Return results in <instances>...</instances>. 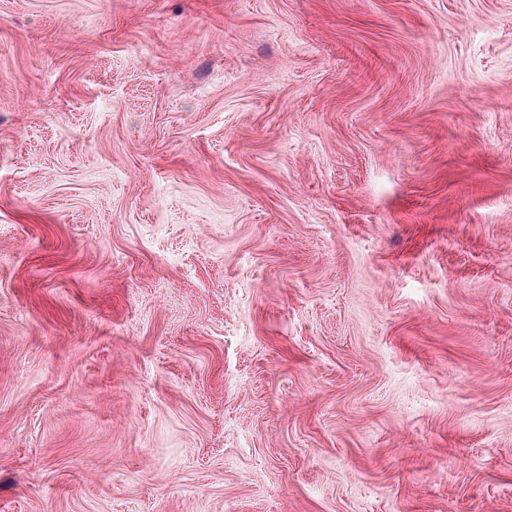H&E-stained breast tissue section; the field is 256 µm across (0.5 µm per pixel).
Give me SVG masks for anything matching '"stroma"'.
Here are the masks:
<instances>
[{"label":"stroma","instance_id":"1","mask_svg":"<svg viewBox=\"0 0 512 512\" xmlns=\"http://www.w3.org/2000/svg\"><path fill=\"white\" fill-rule=\"evenodd\" d=\"M0 512H512V0H0Z\"/></svg>","mask_w":512,"mask_h":512}]
</instances>
